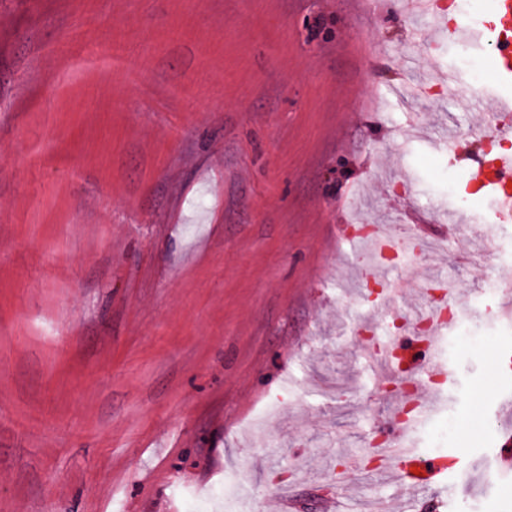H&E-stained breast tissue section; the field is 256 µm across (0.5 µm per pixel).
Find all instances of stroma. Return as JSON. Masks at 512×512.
Listing matches in <instances>:
<instances>
[{
	"label": "stroma",
	"mask_w": 512,
	"mask_h": 512,
	"mask_svg": "<svg viewBox=\"0 0 512 512\" xmlns=\"http://www.w3.org/2000/svg\"><path fill=\"white\" fill-rule=\"evenodd\" d=\"M401 0H0V512H185L244 478L260 505L319 491L387 397L355 337L370 302L336 227L461 216L425 272L463 295L452 379L414 447L445 470L415 512H512V322L458 256L512 224L433 138L482 102L405 108L406 82L490 67L443 36L416 46ZM372 505L390 475L358 470Z\"/></svg>",
	"instance_id": "obj_1"
}]
</instances>
